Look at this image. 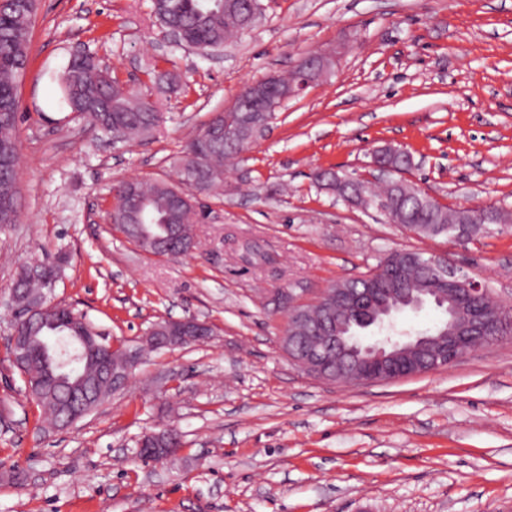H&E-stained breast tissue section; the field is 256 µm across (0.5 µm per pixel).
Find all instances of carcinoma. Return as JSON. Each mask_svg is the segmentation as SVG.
<instances>
[{
	"mask_svg": "<svg viewBox=\"0 0 512 512\" xmlns=\"http://www.w3.org/2000/svg\"><path fill=\"white\" fill-rule=\"evenodd\" d=\"M225 0H150L151 13L166 28L179 29L188 44L208 51L224 44V41L242 31L239 16L226 9ZM37 8V0H0V143H8V152H0V203L7 201L11 209H0V224H14L18 221L16 209V177L20 163L17 138V79L19 71L15 63L27 61L29 30ZM94 67L91 59H75L69 63L58 79L61 102L66 107H75L88 112L95 121V127L117 138L144 137L154 131L160 122V114L152 101L134 92L121 83L112 73L98 71L94 80L85 78V72ZM261 114L245 112L230 113L219 118V125L230 120L229 127L239 128L232 134H225L217 141H207L197 136L188 142L181 160V179L195 182L200 192H210L224 186V160L232 158L252 144L254 132L246 123L260 119ZM135 196L128 193V185L117 187L115 204L109 218L119 219L139 198L146 213L142 224H128L115 227L125 237L147 252L152 249L144 240L161 236L164 224L169 220L168 197L174 185L165 181L152 183L133 181ZM361 191L363 205L373 207L381 200H392L394 219L424 236H452L455 229L466 226L469 234L479 230V225L467 223L466 216L457 210L442 206L419 192L405 197L395 188L388 187L381 193H372L365 184L355 188L347 187L346 193ZM57 269L36 263L25 267L19 274L15 288L22 301L41 306L45 323H33L26 329L30 336V355L19 370L26 379V390L36 406L47 418V427L58 430L64 426V413L69 408L75 385L82 383L88 394L93 396L84 408L80 418H85L99 404L109 398L114 389L100 369V358L119 367L124 351L112 349V345L101 334L94 335L96 351L82 363V378L68 373L59 366L55 351L45 348L46 337L57 334L50 324H59L74 318L83 324L86 332L96 330L85 315L65 304L48 305L43 300L49 283L56 280ZM405 287L417 292L431 287L433 276L414 265L405 268L400 276Z\"/></svg>",
	"mask_w": 512,
	"mask_h": 512,
	"instance_id": "carcinoma-1",
	"label": "carcinoma"
}]
</instances>
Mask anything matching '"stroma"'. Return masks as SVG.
Masks as SVG:
<instances>
[{
  "label": "stroma",
  "instance_id": "1",
  "mask_svg": "<svg viewBox=\"0 0 512 512\" xmlns=\"http://www.w3.org/2000/svg\"><path fill=\"white\" fill-rule=\"evenodd\" d=\"M261 22L201 55L166 40L149 0H40L18 83L19 220L0 227V512H512V339L451 367L343 386L280 349L289 299L369 274L395 250L444 253L512 304V0H261ZM335 51L205 194L185 257L145 253L106 221L129 179L178 182L184 146L248 83ZM151 96L152 137L112 140L59 100L80 53ZM171 72L174 82L155 79ZM451 208L510 216L463 240L423 237L321 190L317 170L373 182L372 154ZM61 268L50 298L109 341L196 317L211 336L147 352L123 390L63 431L9 357L16 274ZM184 446L137 456L144 433Z\"/></svg>",
  "mask_w": 512,
  "mask_h": 512
}]
</instances>
